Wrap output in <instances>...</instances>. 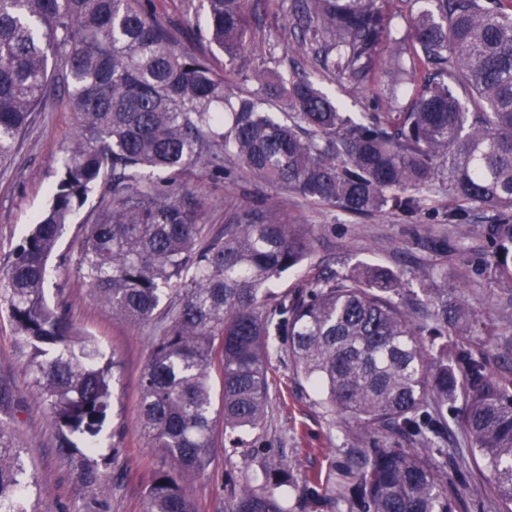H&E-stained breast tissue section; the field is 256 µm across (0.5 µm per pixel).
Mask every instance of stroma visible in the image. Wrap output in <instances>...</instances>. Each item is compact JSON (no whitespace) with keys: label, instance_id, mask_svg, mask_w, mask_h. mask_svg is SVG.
<instances>
[{"label":"stroma","instance_id":"stroma-1","mask_svg":"<svg viewBox=\"0 0 512 512\" xmlns=\"http://www.w3.org/2000/svg\"><path fill=\"white\" fill-rule=\"evenodd\" d=\"M176 36L178 47L210 62L234 92H253L252 75L267 71L289 74L290 49L295 39L285 25L289 0H246L250 35L235 64L210 45L204 29L203 0H135ZM321 89L358 117L387 111L380 83L357 84L323 77ZM75 127L64 87H56L42 107L30 115L11 163L0 166V267L46 209L58 180L60 161ZM227 176L211 174L206 162L187 168L176 193L199 203L204 224L221 229L247 212L299 225L311 241L305 263L282 274L272 289L294 293L307 288L310 279L330 270L346 273L361 264L380 265L402 273L417 283L431 269L447 266L449 278L466 275L471 286L467 298L483 319L505 329L504 336L483 351L491 369L512 367V315L504 316L498 304V287L479 275L476 264L484 244L479 220L468 217L451 228L443 224L448 208L444 191L421 193L420 207L412 214L389 210L354 216L321 205L287 189L260 181L233 159H226ZM109 199L97 187L67 224L56 253L48 262L47 299L66 309L83 332L96 338L105 351L115 352L118 366L112 379V419L100 434L103 448L119 445V465L102 467L103 488L90 492L71 460L56 448L48 409L36 397L28 361L15 348L13 326L6 307L0 306V385L11 399L0 410L22 451L26 467L40 486L31 493L30 512H144L156 451L150 448L138 425V382L152 351L145 329L114 320L98 303L76 273V259L86 224L92 223ZM450 235L471 249L463 259L446 261L433 249L434 238ZM273 372L269 414L263 427L252 431L240 447L218 448L206 474L194 484L192 495L199 512H227V505L251 474L257 461H286L297 485L320 478L322 484L344 485L354 494L355 484L343 477V449L357 442L345 423L328 412L317 393L300 377L286 352L272 354Z\"/></svg>","mask_w":512,"mask_h":512}]
</instances>
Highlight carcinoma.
<instances>
[{
    "label": "carcinoma",
    "instance_id": "1",
    "mask_svg": "<svg viewBox=\"0 0 512 512\" xmlns=\"http://www.w3.org/2000/svg\"><path fill=\"white\" fill-rule=\"evenodd\" d=\"M245 0H206L209 40L234 61L249 24ZM403 42L411 69L434 72L406 112L355 120L308 74H254L283 99L285 119L264 99L240 96L209 64L131 0H0V164L11 158L53 77L77 115L51 201L0 274V302L15 345L28 356L36 394L49 410L57 448L80 480L101 486L97 435L111 412L115 357L77 332L45 297L47 262L66 224L97 186L111 199L85 225L77 272L112 316L156 334L139 382L140 425L162 455L145 512H197L190 484L224 440L263 425L269 404L270 337H281L321 405L359 438L345 449L359 488L357 512H460L448 478V403L463 400L455 426L498 504L512 512V369L488 370L472 348L500 335L480 322L468 282L448 269L408 287L403 275L360 265L320 274L305 291L269 283L300 265L310 241L292 224L245 214L213 231L196 203L174 196L175 179L206 160L224 173L236 158L257 178L354 215L414 212L418 193L448 192L444 223L487 214L484 271L512 307V12L486 0H412ZM391 18L378 0H290L287 24L321 71L366 82ZM429 309L423 323L412 310ZM424 336L437 341L426 343ZM220 365L215 409L211 368ZM228 512H290L296 488L282 464L261 460ZM13 434L0 424V512H28L31 488ZM344 495L304 490L301 512H340Z\"/></svg>",
    "mask_w": 512,
    "mask_h": 512
}]
</instances>
